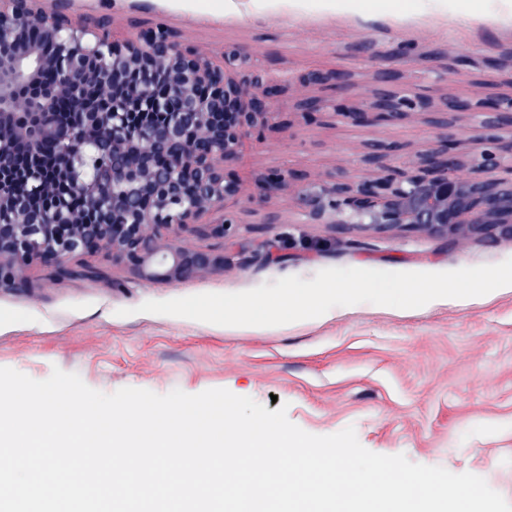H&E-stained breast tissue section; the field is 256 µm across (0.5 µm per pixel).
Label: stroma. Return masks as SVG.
<instances>
[{
	"label": "stroma",
	"instance_id": "35a3bbf8",
	"mask_svg": "<svg viewBox=\"0 0 512 512\" xmlns=\"http://www.w3.org/2000/svg\"><path fill=\"white\" fill-rule=\"evenodd\" d=\"M77 16L108 18L118 35L155 25L215 62L242 49L231 73L299 74L310 65L352 75L329 102L364 103L388 69L400 88L437 98L512 92V0H71ZM292 85L274 104L286 127L252 134L234 168L244 180L290 168L325 181L368 176L364 143H393L403 166L430 147L424 114L396 125L305 121ZM227 211L240 246L187 236L168 246L223 256L179 282L139 277L108 252L72 259L92 276L61 278L36 263L21 288L0 289V367L33 379L53 368L110 394L125 387L163 395L225 388L275 410L313 435L354 427L382 455L471 473L512 503V286L483 297L446 298L415 310L371 303L337 306L315 320L248 328L139 312L148 300L233 293L327 268L443 272L512 258V238L455 240L415 230L393 236L314 224L294 196L242 195ZM276 223H269V216Z\"/></svg>",
	"mask_w": 512,
	"mask_h": 512
}]
</instances>
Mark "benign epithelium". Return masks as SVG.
<instances>
[{"label": "benign epithelium", "instance_id": "7a95c632", "mask_svg": "<svg viewBox=\"0 0 512 512\" xmlns=\"http://www.w3.org/2000/svg\"><path fill=\"white\" fill-rule=\"evenodd\" d=\"M178 44L162 26L136 39L115 37L112 23L75 17L69 0H0V288H20L34 261L62 276L87 275L69 266L78 255L112 252V261L148 280L178 282L224 262L206 252L162 243L166 235L237 237L225 203L245 184L228 169L245 141L276 115L273 105L292 82L322 90L346 84L351 74L318 67L293 77L265 73L239 81L228 65ZM128 67L141 80L119 96ZM63 98L81 102L83 122L56 121ZM323 101L299 104L307 121ZM411 112L431 115L435 143L402 167L388 163L391 148L370 145L363 162L370 176L314 182L288 169L255 177L256 194H296L306 216L341 232L390 236L413 228L436 237L512 238V96L489 95L441 103L410 89H382L363 104H341L332 115L355 126L396 124ZM481 117L485 143L463 165L448 135V113ZM499 171L503 176L488 178ZM97 212L94 224L54 195L57 181ZM116 210L127 212L112 223ZM222 211L212 224L200 223Z\"/></svg>", "mask_w": 512, "mask_h": 512}]
</instances>
